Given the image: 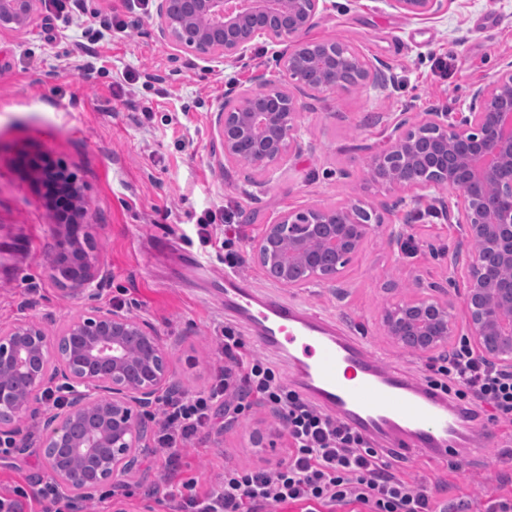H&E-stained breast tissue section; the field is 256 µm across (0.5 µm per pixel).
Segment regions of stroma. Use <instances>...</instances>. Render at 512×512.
<instances>
[{"label": "stroma", "instance_id": "obj_1", "mask_svg": "<svg viewBox=\"0 0 512 512\" xmlns=\"http://www.w3.org/2000/svg\"><path fill=\"white\" fill-rule=\"evenodd\" d=\"M94 14L135 24L96 33L88 28ZM151 15L139 0H78L69 14L43 5L25 31H0V325L37 320L53 332L90 306L134 299L131 315L149 320L168 348L170 391L206 389L228 363L216 343L227 321L224 265L207 258L196 222L209 212L220 226L229 212L241 237L240 274L335 319L384 364L424 380L427 357L395 345L381 314L419 281L447 289L456 324L465 326L451 260L466 243L439 204L457 196L440 188L419 202L400 201L368 187L362 148L382 144L394 118L467 111L472 88L512 60V0H445L439 14L421 18L397 13L387 0H326L309 39L357 46L384 63L392 81L383 91L299 93L302 149L269 171L222 165L218 110L256 75L277 73L282 45L259 38L239 62L205 63L159 42ZM488 21L493 29H485ZM45 158L77 176L91 205L106 276L92 285L90 302L69 295L50 268L55 212L27 177ZM356 197L384 222L336 282L284 288L250 260L252 242L285 211ZM19 425L28 449L0 461V495L51 475L38 450L43 418L24 416ZM483 436L482 459L458 454L455 471L444 458L392 464L438 487L441 501L482 512L489 499L512 496V424L484 423ZM287 454L279 416L256 405L199 434L182 449L181 466L213 492L225 466L271 469ZM167 474L165 455L140 452L134 469L117 478L132 496L116 495L112 506L170 512L161 493Z\"/></svg>", "mask_w": 512, "mask_h": 512}]
</instances>
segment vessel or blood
<instances>
[{
  "mask_svg": "<svg viewBox=\"0 0 512 512\" xmlns=\"http://www.w3.org/2000/svg\"><path fill=\"white\" fill-rule=\"evenodd\" d=\"M224 312L282 361L292 388L390 455L441 458L460 448L471 459L484 450L480 421L440 391L384 365L364 342L332 319L257 288L246 277L224 276Z\"/></svg>",
  "mask_w": 512,
  "mask_h": 512,
  "instance_id": "1",
  "label": "vessel or blood"
}]
</instances>
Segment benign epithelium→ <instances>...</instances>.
<instances>
[{
  "label": "benign epithelium",
  "instance_id": "7a95c632",
  "mask_svg": "<svg viewBox=\"0 0 512 512\" xmlns=\"http://www.w3.org/2000/svg\"><path fill=\"white\" fill-rule=\"evenodd\" d=\"M157 38L207 62H236L264 37L283 43L278 72L260 74L254 86L219 112L223 159L267 171L301 150V104L290 90L313 94L341 88L351 73L355 87L387 86V67L336 39L311 41L322 0H154ZM445 0H389L398 13L421 17ZM37 0H0V29L21 32L34 21ZM366 181L415 199L437 188L459 193L456 220L468 245L453 269L465 282L469 314L460 333L448 297L413 292L386 307V336L431 356L460 334L484 360L512 368V62L471 91L468 112H427L397 120L379 150L370 147ZM73 222L56 225L51 265L67 290L91 299L104 276L89 232V206L77 181L64 185ZM507 200L497 207L489 198ZM382 214L360 199L337 206L307 205L264 226L249 257L281 286L300 288L336 281ZM61 378L72 398L45 420L41 455L56 481L83 492L131 470L139 449L160 426L151 408L169 379L165 343L152 323L119 308L90 307L54 333L35 320L0 326V418L43 413L40 394Z\"/></svg>",
  "mask_w": 512,
  "mask_h": 512
}]
</instances>
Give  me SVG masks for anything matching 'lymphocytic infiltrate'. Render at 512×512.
I'll return each instance as SVG.
<instances>
[{"instance_id":"lymphocytic-infiltrate-1","label":"lymphocytic infiltrate","mask_w":512,"mask_h":512,"mask_svg":"<svg viewBox=\"0 0 512 512\" xmlns=\"http://www.w3.org/2000/svg\"><path fill=\"white\" fill-rule=\"evenodd\" d=\"M232 365L218 370L208 389L163 397L162 427L154 443L169 459L179 456L199 433L215 427L225 402L246 410L265 404L287 422L288 457L273 469L228 467L220 490L202 493L193 477L167 480L165 495L175 512H263L270 505L301 503L303 512L320 508L363 506L365 512H445L433 487L410 482L394 472L381 450L323 412L285 384L266 358L240 356L243 340L233 325L218 338ZM428 386L450 403L490 407L495 422L512 423V370L482 360L466 340L428 366ZM38 504L41 512H80L75 499L51 480L33 487L14 486L0 495V512H23Z\"/></svg>"}]
</instances>
